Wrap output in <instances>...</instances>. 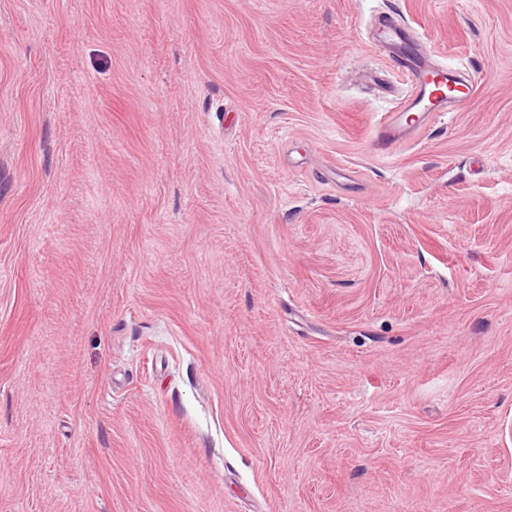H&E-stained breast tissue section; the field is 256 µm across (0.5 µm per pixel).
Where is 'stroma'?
I'll return each mask as SVG.
<instances>
[{
	"label": "stroma",
	"instance_id": "stroma-1",
	"mask_svg": "<svg viewBox=\"0 0 512 512\" xmlns=\"http://www.w3.org/2000/svg\"><path fill=\"white\" fill-rule=\"evenodd\" d=\"M0 512H512V0H0ZM380 34L379 41L397 48L398 59L403 60L402 65L407 76L414 80V85L411 86L400 112H416L401 113L399 116L387 113L380 121L373 136V144L378 153L386 155L390 154L404 137L416 132L420 121L430 112H445L447 105L448 109L453 108L456 111L467 108L473 97V85L467 84L461 78L448 75L444 69L432 67L425 54L419 50V44L414 37L394 22L385 21ZM410 46L414 48H409ZM447 77L449 83L457 89V93L449 97L439 90L441 84L447 83ZM412 114L414 117L409 118ZM402 117L404 122L401 120Z\"/></svg>",
	"mask_w": 512,
	"mask_h": 512
}]
</instances>
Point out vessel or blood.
Segmentation results:
<instances>
[{
  "instance_id": "vessel-or-blood-1",
  "label": "vessel or blood",
  "mask_w": 512,
  "mask_h": 512,
  "mask_svg": "<svg viewBox=\"0 0 512 512\" xmlns=\"http://www.w3.org/2000/svg\"><path fill=\"white\" fill-rule=\"evenodd\" d=\"M380 39L396 47L408 76L414 85L403 103L402 115L386 114L378 124L373 144L376 151L386 155L416 132L424 117L446 108L461 111L473 97V87L460 78H448L446 70L432 67L425 54L416 46L414 37L394 22H384Z\"/></svg>"
}]
</instances>
